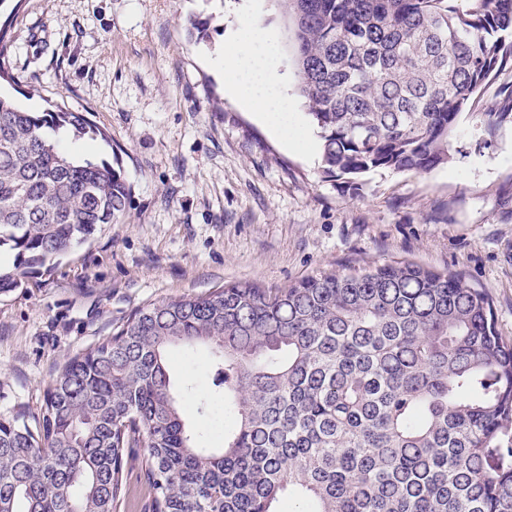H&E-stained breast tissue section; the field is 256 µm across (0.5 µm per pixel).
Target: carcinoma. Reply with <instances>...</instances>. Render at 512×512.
Returning <instances> with one entry per match:
<instances>
[{
	"label": "carcinoma",
	"mask_w": 512,
	"mask_h": 512,
	"mask_svg": "<svg viewBox=\"0 0 512 512\" xmlns=\"http://www.w3.org/2000/svg\"><path fill=\"white\" fill-rule=\"evenodd\" d=\"M323 172L448 163L461 112L512 65V0H279ZM512 124V86L490 101ZM81 112L0 97V294L123 215L121 171L62 151ZM212 350L224 446H199L167 357ZM512 343L486 290L408 260L149 304L76 354L36 412L0 418V512H512ZM126 490L122 505L116 512H149L147 491L142 483L141 469L137 460H131L128 463Z\"/></svg>",
	"instance_id": "carcinoma-1"
}]
</instances>
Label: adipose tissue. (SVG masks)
<instances>
[{
	"mask_svg": "<svg viewBox=\"0 0 512 512\" xmlns=\"http://www.w3.org/2000/svg\"><path fill=\"white\" fill-rule=\"evenodd\" d=\"M224 48L211 66L224 86L279 135L288 133V99L278 71L277 52L268 33L253 23L223 36Z\"/></svg>",
	"mask_w": 512,
	"mask_h": 512,
	"instance_id": "adipose-tissue-1",
	"label": "adipose tissue"
}]
</instances>
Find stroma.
Returning a JSON list of instances; mask_svg holds the SVG:
<instances>
[{"label": "stroma", "mask_w": 512, "mask_h": 512, "mask_svg": "<svg viewBox=\"0 0 512 512\" xmlns=\"http://www.w3.org/2000/svg\"><path fill=\"white\" fill-rule=\"evenodd\" d=\"M0 21V95L29 112L87 113L109 142L58 144L118 163L130 189L118 223L0 295V416L36 410L62 366L136 310L237 282L283 288L407 259L485 289L498 335L512 342V126L487 134L490 95L460 115L448 164L350 185L323 171L275 0H224L219 13L204 0H0ZM245 21L281 48L298 143L241 108L204 62ZM168 368L174 385H193L185 410L221 445L223 409L196 413L213 389L208 349L175 348Z\"/></svg>", "instance_id": "1"}]
</instances>
